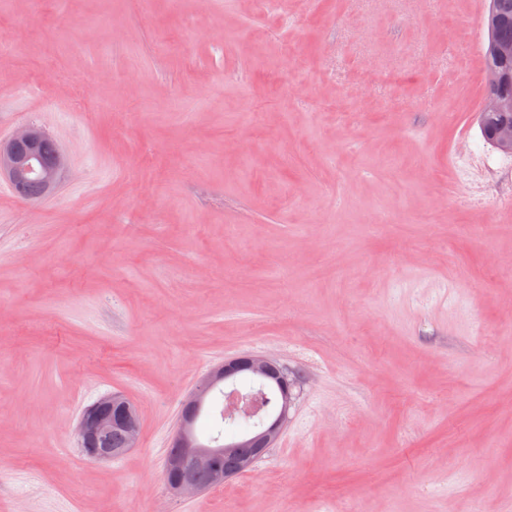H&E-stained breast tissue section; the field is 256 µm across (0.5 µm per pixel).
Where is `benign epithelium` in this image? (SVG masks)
Wrapping results in <instances>:
<instances>
[{"label":"benign epithelium","instance_id":"1","mask_svg":"<svg viewBox=\"0 0 512 512\" xmlns=\"http://www.w3.org/2000/svg\"><path fill=\"white\" fill-rule=\"evenodd\" d=\"M50 135L35 125H28L15 131L10 138L0 142V178L5 179L20 195L25 187L34 181L42 186V193H52L58 186L65 169L66 159L61 147L46 155L42 143ZM241 375H247L258 383L266 382L272 375L280 385L281 391L276 410L264 412L246 401L245 393L237 390L227 400L224 417L228 419H262L263 428L252 433L224 441V447L201 443L194 431V415L191 410L199 407L210 390L220 381H229ZM289 373L274 359L265 355L247 354L224 360V364L211 371L195 387L184 402L183 412L174 436V446L180 454L174 459H166L165 468L178 470L186 474L181 479L167 483L168 489L177 495L194 497L204 491L205 486L189 474L197 470H208L212 482L219 484L224 480L244 473L255 466L256 460L268 449L274 447L288 415L295 405V395L288 389ZM121 430L125 434L126 448L112 447V431ZM139 422L137 412L128 399L118 394H110L96 400L86 407L78 421L76 440L82 453L90 460L106 461L133 448L138 444ZM251 448L252 455L241 459L235 471L222 468L220 460L223 453L232 448Z\"/></svg>","mask_w":512,"mask_h":512}]
</instances>
